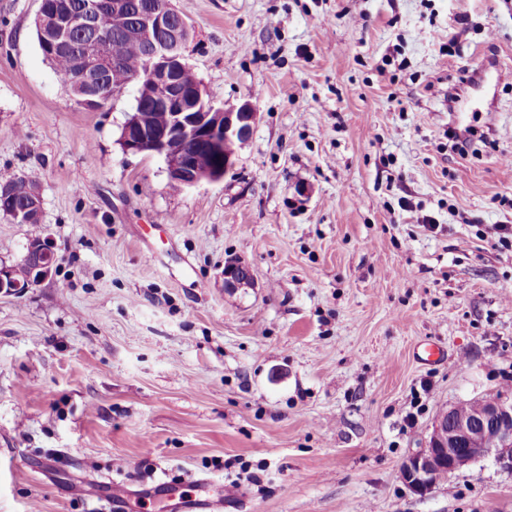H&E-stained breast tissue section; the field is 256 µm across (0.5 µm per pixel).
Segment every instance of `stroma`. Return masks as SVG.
<instances>
[{
    "label": "stroma",
    "mask_w": 512,
    "mask_h": 512,
    "mask_svg": "<svg viewBox=\"0 0 512 512\" xmlns=\"http://www.w3.org/2000/svg\"><path fill=\"white\" fill-rule=\"evenodd\" d=\"M172 3L206 97L257 112L234 168L181 191L121 144L137 83L77 104L40 0H0V173L41 196L39 223L0 215V263L56 253L0 294V512L202 477L239 487L224 512H512L493 457L425 496L400 474L443 410L512 392V252L482 237L512 225V0ZM488 55L489 104L448 112L430 85ZM451 125L489 141L459 155ZM22 262L31 268V277L26 283L29 276V269L26 265L18 264L15 267V276L13 274V265H0V294L18 295L25 293L29 288L39 284L41 281L48 279L52 275L55 262L54 247L49 239H36L32 241L28 247ZM15 277V278H14ZM26 283L25 286L22 285ZM251 277L248 268L241 262L232 266H224V286L227 289L235 290L238 288L249 287Z\"/></svg>",
    "instance_id": "35a3bbf8"
}]
</instances>
